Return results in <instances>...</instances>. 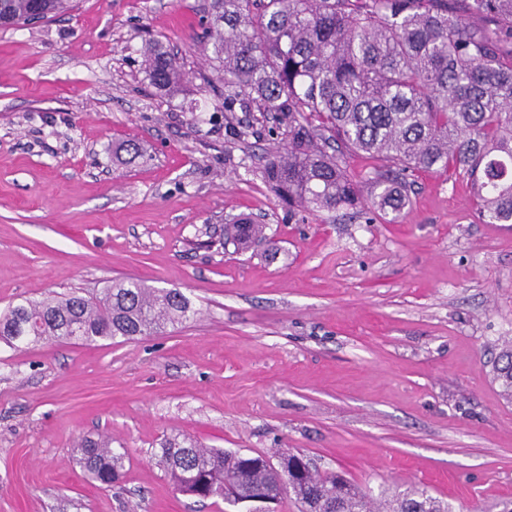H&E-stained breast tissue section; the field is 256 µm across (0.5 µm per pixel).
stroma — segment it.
Wrapping results in <instances>:
<instances>
[{
	"label": "stroma",
	"instance_id": "obj_1",
	"mask_svg": "<svg viewBox=\"0 0 512 512\" xmlns=\"http://www.w3.org/2000/svg\"><path fill=\"white\" fill-rule=\"evenodd\" d=\"M210 6L74 0L0 28V311L115 278L181 289L197 311L130 341L0 343V512H245L174 489L152 457L174 436L499 512L512 403L492 362L512 341V224L484 223L452 170L411 176L397 224L369 205L288 210L261 176L281 130L214 107ZM149 42L179 61L175 92L150 84ZM240 214L277 259L223 247ZM86 437L125 449L119 484L77 465Z\"/></svg>",
	"mask_w": 512,
	"mask_h": 512
}]
</instances>
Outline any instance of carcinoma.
<instances>
[{"label":"carcinoma","instance_id":"1","mask_svg":"<svg viewBox=\"0 0 512 512\" xmlns=\"http://www.w3.org/2000/svg\"><path fill=\"white\" fill-rule=\"evenodd\" d=\"M69 0H0V28L59 15ZM207 44L224 81L214 109L254 107L288 137L262 176L288 205L331 217L362 197L344 159L381 161L370 177L374 209L396 221L408 204V177L450 169L470 180L487 224H512V0H212ZM153 87L185 78L176 58L151 45ZM264 226L232 219L227 240L247 248ZM196 314L178 288L113 280L88 292L27 301L0 314L10 347L55 341L94 343L160 334ZM512 400V346L494 365ZM175 489L236 503L288 477L298 512H455L424 488L376 498L344 474H315L303 454L277 453L288 469L249 467L238 452L167 442L154 452ZM126 452L110 439L85 438L77 463L110 486Z\"/></svg>","mask_w":512,"mask_h":512}]
</instances>
